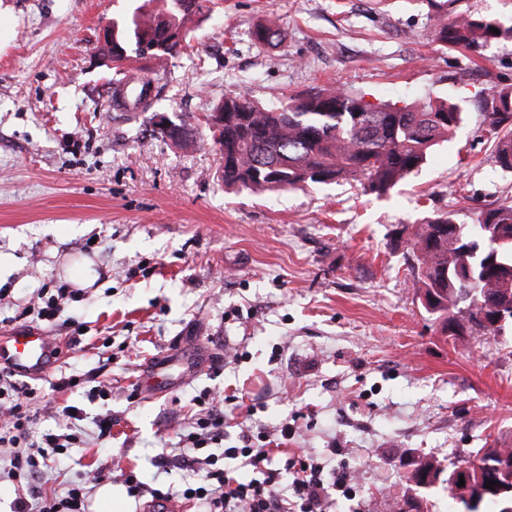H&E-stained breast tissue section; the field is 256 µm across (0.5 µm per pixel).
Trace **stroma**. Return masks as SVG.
Instances as JSON below:
<instances>
[{"mask_svg": "<svg viewBox=\"0 0 512 512\" xmlns=\"http://www.w3.org/2000/svg\"><path fill=\"white\" fill-rule=\"evenodd\" d=\"M439 0H215L188 52L148 75L164 89L150 111L110 110L118 70L101 64L102 30L126 0H0V335L38 330L65 340L41 393L35 434L78 433L80 448L49 461L39 481L63 492L97 471L113 490L134 472L177 489L185 472H158L178 453L204 393L227 396L219 455L242 432L266 435L355 475L335 512H449L447 492L415 489L403 474L427 456L451 468L493 444L512 448V331L447 336L411 283L409 229L434 215L469 216L512 204V174L494 168L482 98L512 85V38L481 55L442 48ZM278 29L277 44L252 37ZM347 89L373 105L454 99L464 121L418 174L387 194L349 179L282 192L228 191L203 118L229 91L262 104ZM196 127L180 149L154 114ZM94 278L71 315V336L38 319L41 289ZM209 350L189 377L168 369L166 391L140 380L181 339ZM97 370L96 382H48ZM79 409L68 418L66 406ZM254 413H247V406ZM111 415L109 437L98 420ZM289 426V439L280 429Z\"/></svg>", "mask_w": 512, "mask_h": 512, "instance_id": "1", "label": "stroma"}]
</instances>
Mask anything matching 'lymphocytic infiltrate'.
Segmentation results:
<instances>
[{
  "label": "lymphocytic infiltrate",
  "mask_w": 512,
  "mask_h": 512,
  "mask_svg": "<svg viewBox=\"0 0 512 512\" xmlns=\"http://www.w3.org/2000/svg\"><path fill=\"white\" fill-rule=\"evenodd\" d=\"M13 376L10 368H0V446L13 450L7 477L22 491L15 500L14 512H87L89 487L71 485L62 497L39 490L37 481L50 457L80 447L82 440L75 433H45L39 440H32L38 393L18 384ZM200 403L205 415L197 419V430L189 435L191 451L157 457L159 467L186 471L192 480L175 494L152 490L155 503L170 501L176 495L208 505L209 512H329L333 493L351 494V478L346 470L325 473L321 464L293 451L285 457L282 468H275L273 449L255 445L253 435L247 432L240 435L238 445L225 449V466H217L214 457H200L197 448L224 436L225 397H204ZM236 460L256 471V479L242 480L232 466ZM284 469L292 475L287 496L279 491Z\"/></svg>",
  "instance_id": "obj_1"
}]
</instances>
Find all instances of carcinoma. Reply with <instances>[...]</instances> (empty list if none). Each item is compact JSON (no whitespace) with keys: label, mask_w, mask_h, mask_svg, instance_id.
Here are the masks:
<instances>
[{"label":"carcinoma","mask_w":512,"mask_h":512,"mask_svg":"<svg viewBox=\"0 0 512 512\" xmlns=\"http://www.w3.org/2000/svg\"><path fill=\"white\" fill-rule=\"evenodd\" d=\"M447 0L434 15L435 40L448 48L477 53L490 40L510 33L492 18H474ZM209 10L206 0H144L112 18V39L105 40L107 60L121 63L173 57L187 45L188 24ZM499 29L495 34L491 28ZM364 97L350 90L315 92L263 105L247 94L224 96L214 108L224 113L218 177L227 189L288 190L351 177L365 189L384 194L419 170L432 151L463 122L452 100H417L404 107L379 106L366 112ZM491 119L493 163L512 170V87L485 100ZM411 274L422 307L443 333L457 336L470 326L479 336L500 329L486 323L482 305L512 304V205H500L465 222L456 214L438 215L408 239ZM480 463L512 466V448L492 447ZM460 468L446 469L419 459L408 480L417 487L440 484L455 501L467 487L459 485ZM479 508L497 512L500 496L480 486Z\"/></svg>","instance_id":"carcinoma-1"}]
</instances>
